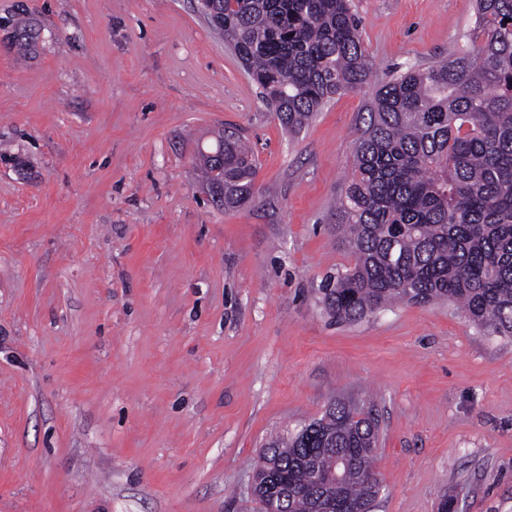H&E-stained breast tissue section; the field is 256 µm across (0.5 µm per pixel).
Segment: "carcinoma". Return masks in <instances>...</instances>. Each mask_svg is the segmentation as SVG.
Wrapping results in <instances>:
<instances>
[{
    "label": "carcinoma",
    "instance_id": "cac0c4a2",
    "mask_svg": "<svg viewBox=\"0 0 512 512\" xmlns=\"http://www.w3.org/2000/svg\"><path fill=\"white\" fill-rule=\"evenodd\" d=\"M262 100L290 131L337 95L370 83L372 64L348 0H206ZM477 50L409 65L378 88L363 118L336 209L354 264L325 280L336 323L396 302H448L480 330L512 336V0H475ZM224 209L255 199L256 163L224 132L202 156ZM379 422L338 399L271 440L259 468L261 512H321L329 501L371 507ZM336 470V485L316 473Z\"/></svg>",
    "mask_w": 512,
    "mask_h": 512
}]
</instances>
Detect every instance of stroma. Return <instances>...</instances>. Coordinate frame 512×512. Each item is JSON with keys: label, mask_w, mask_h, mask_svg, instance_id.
I'll return each mask as SVG.
<instances>
[{"label": "stroma", "mask_w": 512, "mask_h": 512, "mask_svg": "<svg viewBox=\"0 0 512 512\" xmlns=\"http://www.w3.org/2000/svg\"><path fill=\"white\" fill-rule=\"evenodd\" d=\"M351 6L372 83L291 135L196 0H0V512H259L267 443L339 397L380 423L373 512H512V337L322 303L369 99L474 23ZM225 130L258 161L235 210L200 166Z\"/></svg>", "instance_id": "stroma-1"}]
</instances>
